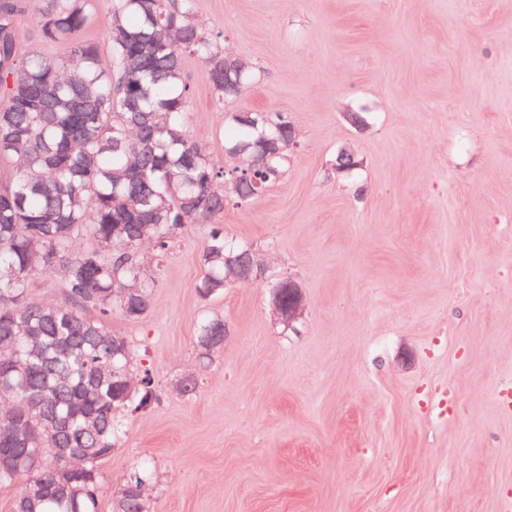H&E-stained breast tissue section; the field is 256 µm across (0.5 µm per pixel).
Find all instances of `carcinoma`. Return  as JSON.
I'll list each match as a JSON object with an SVG mask.
<instances>
[{"label":"carcinoma","instance_id":"cac0c4a2","mask_svg":"<svg viewBox=\"0 0 512 512\" xmlns=\"http://www.w3.org/2000/svg\"><path fill=\"white\" fill-rule=\"evenodd\" d=\"M37 15L51 55L23 46L21 18ZM91 0H0V486H14L10 512H98L101 465L121 422L160 394L140 351L110 322L142 321L158 278L153 262L195 224L207 227L198 288L221 295L224 262L251 247L224 236L218 191L237 182L250 203L277 181L294 125L286 112L232 115L226 154L255 150L263 136L281 152L251 169L226 168L191 139L188 58L204 64L215 99L237 98L253 69L224 78L222 34L202 28L193 0H111L106 49L85 40ZM85 236L95 245L73 250ZM38 274H57L65 301L33 294ZM199 341L224 344V319L205 318ZM135 469L113 512H141L154 490Z\"/></svg>","mask_w":512,"mask_h":512}]
</instances>
